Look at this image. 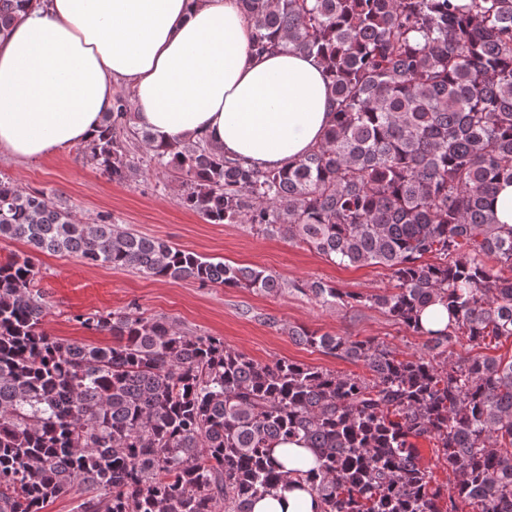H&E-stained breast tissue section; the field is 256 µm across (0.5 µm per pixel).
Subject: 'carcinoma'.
I'll return each mask as SVG.
<instances>
[{
  "label": "carcinoma",
  "instance_id": "obj_1",
  "mask_svg": "<svg viewBox=\"0 0 512 512\" xmlns=\"http://www.w3.org/2000/svg\"><path fill=\"white\" fill-rule=\"evenodd\" d=\"M35 0H0V36ZM257 54L317 60L333 118L321 143L272 170L210 144L156 142L119 94L87 162L113 181L148 165L209 224H246L337 265L380 266L363 295L288 281L91 224L0 175V238L157 279L291 290L322 307H368L422 339L403 356L375 339L288 326L299 343L360 364L336 372L260 362L171 318L79 314L112 345L42 329L48 305L32 256L0 262V512H43L76 487L79 512H252L290 482L321 512H512V225L488 204L512 183V0H238ZM143 144L149 159L135 147ZM441 307L440 329L421 322ZM465 349L461 355L455 346ZM298 438L314 465L274 462ZM436 442V482L417 442Z\"/></svg>",
  "mask_w": 512,
  "mask_h": 512
}]
</instances>
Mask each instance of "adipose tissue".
<instances>
[{
	"label": "adipose tissue",
	"mask_w": 512,
	"mask_h": 512,
	"mask_svg": "<svg viewBox=\"0 0 512 512\" xmlns=\"http://www.w3.org/2000/svg\"><path fill=\"white\" fill-rule=\"evenodd\" d=\"M238 0H42L0 39V151L37 159L88 140L125 83L157 141L203 139L280 168L332 119L314 58L251 50ZM253 512H320L292 487Z\"/></svg>",
	"instance_id": "1"
}]
</instances>
